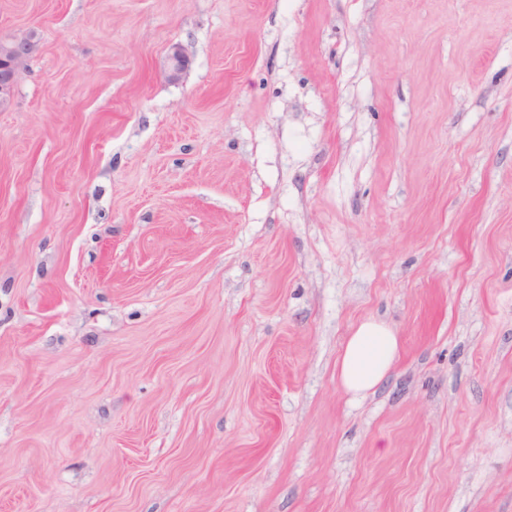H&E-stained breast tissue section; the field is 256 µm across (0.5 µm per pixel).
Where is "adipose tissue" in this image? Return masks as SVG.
I'll return each mask as SVG.
<instances>
[{
    "instance_id": "1",
    "label": "adipose tissue",
    "mask_w": 512,
    "mask_h": 512,
    "mask_svg": "<svg viewBox=\"0 0 512 512\" xmlns=\"http://www.w3.org/2000/svg\"><path fill=\"white\" fill-rule=\"evenodd\" d=\"M399 357V338L386 323L367 320L348 337L336 364L343 389L363 396L387 377Z\"/></svg>"
}]
</instances>
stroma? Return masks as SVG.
I'll return each instance as SVG.
<instances>
[{
  "mask_svg": "<svg viewBox=\"0 0 512 512\" xmlns=\"http://www.w3.org/2000/svg\"><path fill=\"white\" fill-rule=\"evenodd\" d=\"M19 33L0 512H512V0H0ZM168 57L170 65L167 78L170 81L176 82L180 80L181 75L188 67L189 55L183 45L175 43L171 46ZM399 357V338L386 323L367 320L348 337L336 364L343 389L352 395L373 392Z\"/></svg>",
  "mask_w": 512,
  "mask_h": 512,
  "instance_id": "stroma-1",
  "label": "stroma"
}]
</instances>
